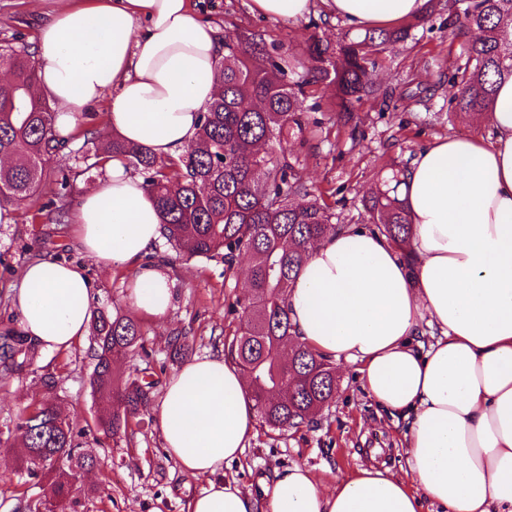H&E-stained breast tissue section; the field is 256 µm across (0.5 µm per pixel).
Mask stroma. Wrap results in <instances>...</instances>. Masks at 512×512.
<instances>
[{
  "mask_svg": "<svg viewBox=\"0 0 512 512\" xmlns=\"http://www.w3.org/2000/svg\"><path fill=\"white\" fill-rule=\"evenodd\" d=\"M200 15L220 27L235 22L265 28L284 48L298 44L307 19L264 17L251 9L252 0H193ZM58 0H0V46L35 47L38 33ZM447 14L416 28L411 38L391 47L379 60L373 80L387 90V99L368 98L358 104L353 122L360 136L350 141L332 112L322 114V131L302 175L332 206L340 224L363 226L361 199L366 189L389 180L406 168L416 151L442 136H489L490 129L468 118H449L448 70L461 64L460 44L448 35ZM8 224L0 223V329L11 325L9 295L24 267L38 257H53L81 266L90 278L95 304L126 311L131 272L104 270L76 242L70 224H57L36 214L30 201L11 202ZM156 257L171 260L175 280L171 310L165 320L143 316L146 346L164 376L176 367L167 358L170 335L189 329L194 352L222 354L224 330L232 317L225 299L221 259L179 262L168 243L157 245ZM93 338L67 351H36L22 368L0 379V512H17L24 498L43 495L44 482L20 469L22 452L15 430L19 415L42 392L41 380L54 377L55 402L81 429L93 427L99 405L89 380L93 370ZM336 397L313 423L285 431L257 428L240 460L226 465L225 476L242 487L271 483L276 472L293 464L306 465L323 485L337 476L353 475L371 464L400 472L405 465L401 429L390 415L362 391L354 366L338 364ZM97 459L80 481L87 491L83 512H188L191 498L205 478L183 472L168 457L153 421L131 426L126 436L89 443Z\"/></svg>",
  "mask_w": 512,
  "mask_h": 512,
  "instance_id": "obj_1",
  "label": "stroma"
}]
</instances>
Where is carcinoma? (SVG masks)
<instances>
[{
    "mask_svg": "<svg viewBox=\"0 0 512 512\" xmlns=\"http://www.w3.org/2000/svg\"><path fill=\"white\" fill-rule=\"evenodd\" d=\"M448 32L462 43L465 63L448 74L452 94L448 114L474 117L489 111L497 84L512 77V0H446ZM434 0L418 17L391 28L348 33L331 45L313 31L297 51H285L267 31L235 28L224 32V60L215 72L222 92L200 113L195 138L179 156L156 167L151 154L100 129L83 134L75 152L80 172L55 180L48 205L58 215L73 200L79 174L98 171L113 154L145 175L162 216L164 239L175 259L219 257L224 282L235 279L237 259L250 261V285L234 297L229 313L249 312L224 332V359L246 375L260 426L297 429L311 421L336 396L334 363L297 340L288 314V292L319 240L346 228L301 176L321 129L320 92L334 90L332 107L344 123L355 104L387 97L370 78L389 47L409 39L427 23ZM0 67L12 78L0 83V155L15 165L0 170V203L30 199L41 191L46 167L69 147L73 137L53 130V110L37 91L33 53L25 46L0 48ZM395 185L372 189L365 211L376 229L399 246L412 232ZM94 368L90 386L104 410L95 426L106 437L128 434L131 421L143 422L161 383L152 368L125 374L120 359L146 352L141 326L131 317L105 309L93 311ZM194 339L180 332L169 337L170 360L185 362ZM36 350L14 327L0 331V373L8 376ZM34 404L36 419L24 412L16 430L27 472L45 481L47 496L59 512H79L78 473L95 465V456L75 443L73 420L59 422L53 401L55 382H43Z\"/></svg>",
    "mask_w": 512,
    "mask_h": 512,
    "instance_id": "1",
    "label": "carcinoma"
}]
</instances>
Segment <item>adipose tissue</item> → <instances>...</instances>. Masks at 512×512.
<instances>
[{"label":"adipose tissue","mask_w":512,"mask_h":512,"mask_svg":"<svg viewBox=\"0 0 512 512\" xmlns=\"http://www.w3.org/2000/svg\"><path fill=\"white\" fill-rule=\"evenodd\" d=\"M325 3L359 32L414 18L426 0ZM223 56L220 28L192 0H85L41 27L34 60L56 133L70 134L107 92L109 131L166 163L193 140ZM485 122L488 138H438L411 160L398 187L406 246L348 227L313 247L288 295L300 341L356 365L367 397L402 421L407 477L369 467L325 488L296 464L259 495L219 477L255 434V403L239 367L195 356L154 409L167 454L208 479L188 512H512V78ZM105 167L71 222L97 266L137 267L162 238L156 201L123 157ZM172 298L168 273L146 268L126 302L162 319ZM11 303L43 350L88 334L81 267L33 260Z\"/></svg>","instance_id":"adipose-tissue-1"}]
</instances>
